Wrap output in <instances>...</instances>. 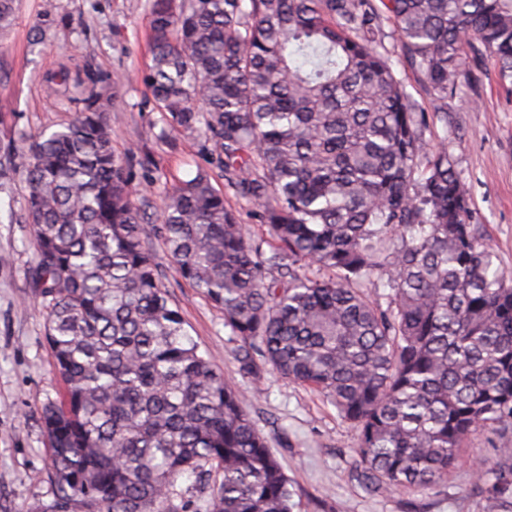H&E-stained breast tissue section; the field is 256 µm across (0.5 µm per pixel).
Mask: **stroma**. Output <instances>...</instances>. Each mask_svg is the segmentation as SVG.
Here are the masks:
<instances>
[{
    "instance_id": "1",
    "label": "stroma",
    "mask_w": 512,
    "mask_h": 512,
    "mask_svg": "<svg viewBox=\"0 0 512 512\" xmlns=\"http://www.w3.org/2000/svg\"><path fill=\"white\" fill-rule=\"evenodd\" d=\"M16 0L11 28L0 32V164L23 136L53 130L71 113L59 72L98 79V90H117L112 124L117 154L135 149L132 184L150 224H158L165 185L209 170L216 187L224 178L218 153L162 127L143 81L151 64L149 0ZM74 33L58 40V26ZM376 48L394 65L407 92L429 114L430 147L446 144L470 187L469 223L479 225L501 266L512 272V91L502 87L476 50L447 99H434L418 77L399 63L392 20L380 18ZM23 173L0 182V512H51L57 494L41 425L45 404L59 401L63 383L46 339L45 318L35 299L32 269L36 243L24 219ZM147 246L200 351L210 353L225 381L249 393L248 412L288 477L291 512H495L475 488L473 463L494 457L493 436L479 430L461 448L446 481L424 490L369 493L356 475V432L317 391L258 364L244 377L237 345L223 312L176 271L159 234Z\"/></svg>"
}]
</instances>
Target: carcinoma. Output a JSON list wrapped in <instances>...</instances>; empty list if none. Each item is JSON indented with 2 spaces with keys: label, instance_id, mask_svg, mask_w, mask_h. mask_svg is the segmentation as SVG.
Segmentation results:
<instances>
[{
  "label": "carcinoma",
  "instance_id": "cac0c4a2",
  "mask_svg": "<svg viewBox=\"0 0 512 512\" xmlns=\"http://www.w3.org/2000/svg\"><path fill=\"white\" fill-rule=\"evenodd\" d=\"M380 3L403 65L436 98L455 90L472 40L512 87V0ZM378 12L370 0H151L155 108L224 157V189L204 168L164 189L159 229L135 203V149L112 150V95L77 100L13 154L64 385L42 426L67 512H188L174 503L186 473L214 479L211 512H290L247 391L170 302L146 246L157 230L181 277L224 311L243 373L258 356L354 427L367 491L445 481L485 429L496 455L475 482L512 512V274L374 48ZM230 192L268 238L239 222Z\"/></svg>",
  "mask_w": 512,
  "mask_h": 512
}]
</instances>
